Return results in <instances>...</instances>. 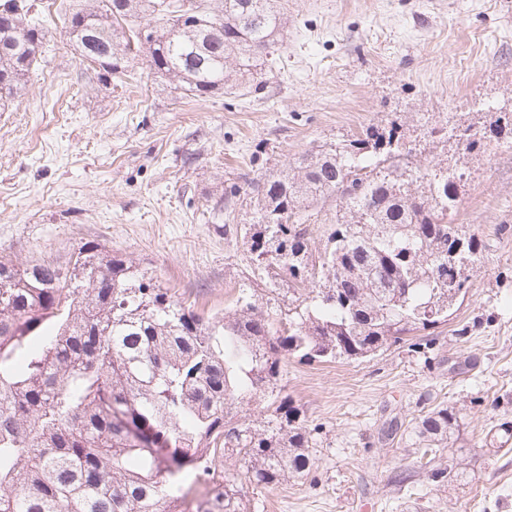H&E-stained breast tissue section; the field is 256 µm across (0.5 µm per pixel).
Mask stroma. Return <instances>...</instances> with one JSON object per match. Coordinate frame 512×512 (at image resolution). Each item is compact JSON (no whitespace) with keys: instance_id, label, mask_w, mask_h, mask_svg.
I'll list each match as a JSON object with an SVG mask.
<instances>
[{"instance_id":"1","label":"stroma","mask_w":512,"mask_h":512,"mask_svg":"<svg viewBox=\"0 0 512 512\" xmlns=\"http://www.w3.org/2000/svg\"><path fill=\"white\" fill-rule=\"evenodd\" d=\"M77 2L33 0L46 40L0 112V256L64 265L95 242L206 317L243 292L288 307V281L269 295L234 233L251 211L228 200L231 185L366 127L396 123L412 141L452 113L487 126L512 112V0H278L284 27L257 82L205 98L139 58L98 78L62 26ZM411 160L463 174L448 220L482 243L467 293L420 352L289 360L285 391L318 429L314 465L306 479L248 487L250 512H512V446L485 444L512 421V148L492 135L465 154L431 142ZM439 405L462 414L437 455L462 461L461 483L414 466L417 422Z\"/></svg>"}]
</instances>
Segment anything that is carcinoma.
<instances>
[{
    "mask_svg": "<svg viewBox=\"0 0 512 512\" xmlns=\"http://www.w3.org/2000/svg\"><path fill=\"white\" fill-rule=\"evenodd\" d=\"M63 16L81 58L106 79L127 57L205 97L254 75L278 42L273 0H224L218 11L180 0H86ZM28 0L0 5V106L28 81L45 31ZM159 15L140 37L136 19ZM446 139L470 152L484 133L448 118ZM398 133L367 128L296 166L268 169L244 195L253 223L240 228L251 263L275 292L279 276L314 284L276 320L242 295L236 309L204 318L154 277L94 242L66 266L0 258V512H246L244 485L272 490L313 466L312 432L284 394L283 365L363 361L412 332L448 321L469 276L454 281L448 253L468 272L480 246L448 223L463 174L415 165ZM336 196V227L312 253L311 207ZM282 209L288 223L273 224ZM257 404L262 417L241 415ZM461 412L437 406L419 418L427 474L466 479L459 462L435 465L459 432ZM512 440V422L489 431ZM221 456L238 467L216 473ZM192 484L208 491L192 503Z\"/></svg>",
    "mask_w": 512,
    "mask_h": 512,
    "instance_id": "1",
    "label": "carcinoma"
}]
</instances>
